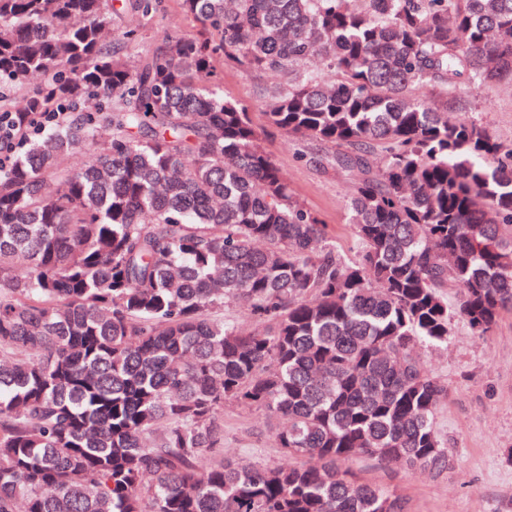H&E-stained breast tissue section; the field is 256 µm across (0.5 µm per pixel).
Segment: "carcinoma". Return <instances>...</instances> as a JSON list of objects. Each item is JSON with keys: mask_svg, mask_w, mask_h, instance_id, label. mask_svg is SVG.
I'll list each match as a JSON object with an SVG mask.
<instances>
[{"mask_svg": "<svg viewBox=\"0 0 512 512\" xmlns=\"http://www.w3.org/2000/svg\"><path fill=\"white\" fill-rule=\"evenodd\" d=\"M0 0V512H405L362 457L451 469L414 357L512 311V147L454 94L512 83V0ZM324 59L327 72L305 68ZM286 72L268 125L350 148L361 251L292 195L223 67ZM84 166L69 165L72 154ZM459 290L448 305L446 288ZM244 302L254 326L224 316ZM300 465L224 455V405ZM166 1V10L151 18H141L128 14L116 15L114 25L116 30L126 27L138 30L136 41L119 46L123 54L134 59L151 51L168 33H189L196 30L198 24L180 12L176 0Z\"/></svg>", "mask_w": 512, "mask_h": 512, "instance_id": "carcinoma-1", "label": "carcinoma"}]
</instances>
